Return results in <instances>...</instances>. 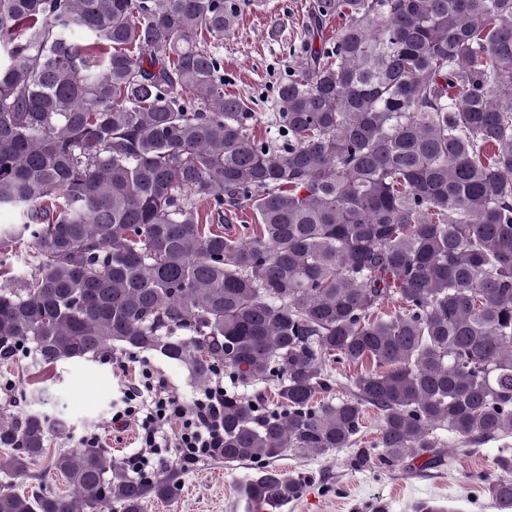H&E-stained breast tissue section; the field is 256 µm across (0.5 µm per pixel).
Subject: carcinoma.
<instances>
[{
    "instance_id": "1",
    "label": "carcinoma",
    "mask_w": 512,
    "mask_h": 512,
    "mask_svg": "<svg viewBox=\"0 0 512 512\" xmlns=\"http://www.w3.org/2000/svg\"><path fill=\"white\" fill-rule=\"evenodd\" d=\"M248 2L0 0V209L20 216L0 249L32 238L34 267L0 286V360L117 345L199 385L224 366L218 458L255 466L248 512H274L307 484L272 467L289 452L425 468L437 426L512 436V0H313L273 141L201 44ZM226 206L259 215L245 240L208 223ZM331 362L372 367L325 400ZM261 385L274 405L245 394ZM368 405L378 452L356 447ZM48 428L1 410L0 472L29 475ZM52 465L67 493L0 483V512H141L177 489L100 448ZM498 468L512 512V455Z\"/></svg>"
}]
</instances>
